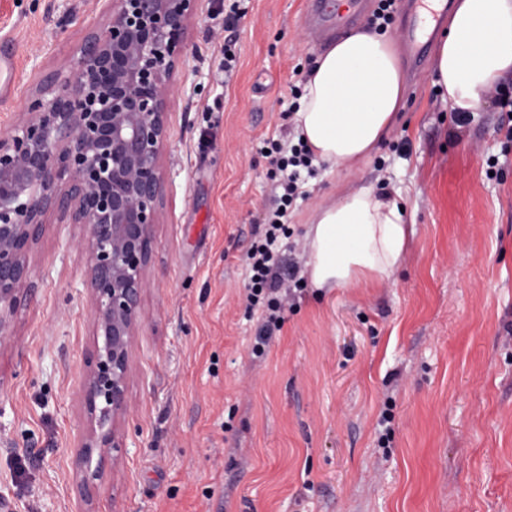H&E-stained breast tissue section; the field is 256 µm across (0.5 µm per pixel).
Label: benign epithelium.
<instances>
[{"label": "benign epithelium", "instance_id": "obj_1", "mask_svg": "<svg viewBox=\"0 0 512 512\" xmlns=\"http://www.w3.org/2000/svg\"><path fill=\"white\" fill-rule=\"evenodd\" d=\"M106 28L88 37L72 78L46 77L24 119L0 135V334L30 278L28 252L44 214L80 224L88 256L96 363L81 378L87 425L84 501L103 479L94 453L123 448L130 354L137 337L154 226L164 194L166 101L195 0H113Z\"/></svg>", "mask_w": 512, "mask_h": 512}]
</instances>
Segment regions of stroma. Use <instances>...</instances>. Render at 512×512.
Masks as SVG:
<instances>
[{"mask_svg": "<svg viewBox=\"0 0 512 512\" xmlns=\"http://www.w3.org/2000/svg\"><path fill=\"white\" fill-rule=\"evenodd\" d=\"M311 0H197L167 103L164 205L130 357L125 454L93 512H512V121L490 94L457 124L429 66L349 186L401 196L416 234L392 283L320 293L301 280L263 357L243 257L295 142L322 45ZM112 0H0L18 82L0 132L39 82L70 77ZM235 58L224 71L225 55ZM340 180L303 170L304 218ZM86 231L47 212L0 339V512H82L80 379L96 340ZM26 471L15 477V461Z\"/></svg>", "mask_w": 512, "mask_h": 512, "instance_id": "obj_1", "label": "stroma"}]
</instances>
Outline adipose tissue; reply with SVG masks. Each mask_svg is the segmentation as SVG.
<instances>
[{
    "label": "adipose tissue",
    "instance_id": "1",
    "mask_svg": "<svg viewBox=\"0 0 512 512\" xmlns=\"http://www.w3.org/2000/svg\"><path fill=\"white\" fill-rule=\"evenodd\" d=\"M437 46L432 82L456 112L475 111L512 76V0H456ZM405 79L393 40L361 26L321 51L299 100L295 133L329 172L370 161L400 110ZM415 235L398 199L342 188L306 222V268L318 290L392 281Z\"/></svg>",
    "mask_w": 512,
    "mask_h": 512
}]
</instances>
